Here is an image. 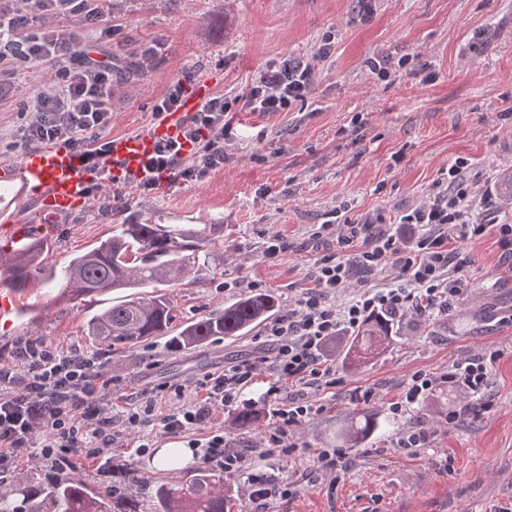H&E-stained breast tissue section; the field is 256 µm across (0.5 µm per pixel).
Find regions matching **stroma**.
<instances>
[{
  "label": "stroma",
  "mask_w": 512,
  "mask_h": 512,
  "mask_svg": "<svg viewBox=\"0 0 512 512\" xmlns=\"http://www.w3.org/2000/svg\"><path fill=\"white\" fill-rule=\"evenodd\" d=\"M105 9L118 33L88 34L84 47L92 57L123 64L138 45L158 40L165 46L156 66L130 71L116 85V136L146 133L153 102L171 81H184L190 91L205 84L214 94L239 92L265 64L311 57L324 39L332 41L311 98L286 112L235 113L224 166L204 178L145 192L123 186L120 202L105 208L91 201L67 214H46L35 198L16 202L11 191L0 192V225H45V262L57 269L111 236L113 225L131 220L223 225L211 267L194 283L168 287L175 326L223 309L253 284L275 291L283 305L294 304L309 285V229L335 223L337 211L396 222L428 199L433 183L459 158L468 161L473 181L495 192L512 171V119L505 116L512 110V0H372L367 21L357 0H107ZM384 57L427 65L433 79L423 82L409 70L378 77L370 64ZM275 235L292 248L265 258ZM463 253L472 289L455 308L396 318L389 347L359 369L327 353L335 385L318 381L307 389L324 412L294 429L292 455L270 462L298 493L270 512H512V328L497 323L500 312L512 308V263L502 260L494 232L464 244ZM60 289L53 282L15 293L11 322L0 320V369L13 376L0 387L20 390L18 350L34 338L60 355L92 360L99 382L112 389L107 404L115 442L108 459L75 456L72 475L88 487L109 485L114 467H129L144 476L136 492L146 498L158 481L202 468L197 458L171 471L155 465L152 455L137 454L139 436L126 431L123 412L143 391L165 383L202 397L207 374L257 359L260 328L175 355L161 337L107 352L86 334V321L102 301H72ZM489 346L504 351L487 391L491 411L448 425L449 411L467 397L440 386L412 417L391 413L414 372L444 373ZM269 381L267 365H259L247 391L257 412L250 428L239 427L238 408L217 411L214 425L233 446L264 447L273 430ZM367 388L374 392L368 402L357 395ZM370 414L384 428L350 447L349 465L337 477L320 471L319 451L336 447L339 429ZM411 428L433 435L430 447L415 455L396 445Z\"/></svg>",
  "instance_id": "35a3bbf8"
}]
</instances>
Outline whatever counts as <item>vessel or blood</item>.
Listing matches in <instances>:
<instances>
[{"label": "vessel or blood", "mask_w": 512, "mask_h": 512, "mask_svg": "<svg viewBox=\"0 0 512 512\" xmlns=\"http://www.w3.org/2000/svg\"><path fill=\"white\" fill-rule=\"evenodd\" d=\"M175 120H168L152 133L120 136L112 140V175L121 180L128 174L140 173L156 141L174 135ZM96 180V173L81 156L72 150L56 146L26 154L18 163L0 168V181L16 185L17 195L42 196L53 213H69L87 202L85 188ZM6 254L29 249L32 240L42 233L38 224H11L7 227Z\"/></svg>", "instance_id": "b4317fda"}]
</instances>
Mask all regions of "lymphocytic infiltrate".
Returning <instances> with one entry per match:
<instances>
[{
  "label": "lymphocytic infiltrate",
  "mask_w": 512,
  "mask_h": 512,
  "mask_svg": "<svg viewBox=\"0 0 512 512\" xmlns=\"http://www.w3.org/2000/svg\"><path fill=\"white\" fill-rule=\"evenodd\" d=\"M90 27L107 36L112 33L103 0H11L10 8H0V103L11 97L14 87L9 77L18 62L53 64L44 86L21 102L27 115L20 139L23 148L58 143L91 162L108 154L112 68L79 52L81 33ZM318 77L316 60L288 56L262 68L248 89L234 99L207 96L196 112L183 119L180 136L157 143L136 185L152 189L155 175L162 172L175 180L201 179L223 168L233 105L267 114L285 112L311 96ZM467 167L466 160L455 161L446 181L435 183L428 201L400 216V223L421 226L422 233L414 241H404L368 220L314 226L310 240L333 242L337 249L315 257L309 287L263 330L264 345L273 356L271 368L278 378L305 385L316 381L335 384L336 371L326 365L323 352L340 333L381 313L446 312L467 294L470 284L459 275L466 263L460 245L481 239L494 228L484 218L492 207L491 196L479 191ZM494 229L504 258L512 259V225ZM388 267L397 272L393 285L366 288L349 302L336 304L337 292L356 274ZM502 355V350L488 347L453 363L445 374L415 372L401 398L391 403L392 413L410 416L442 383L464 389L471 398L462 409L449 411V424H457L467 414L489 411L485 392ZM19 359L22 392L0 394L1 463L31 457L51 464L60 476L70 470L75 453L97 458L111 448L112 418L90 360L61 357L40 341L29 343ZM256 369V363L244 361L209 376L207 394L201 399L186 398L180 386H159L128 408L125 425L129 431H139L148 415L157 414L159 404H167V412L159 414L163 433L192 435L191 445L201 449L204 463L229 475H244L250 497L260 508L293 498L291 485L273 472L254 467L246 454L226 442L223 430L210 426L217 409L240 403ZM266 394L272 403L274 428L260 454L265 458L292 454L291 432L320 414L323 407L301 391L282 395L277 385L270 386ZM40 429L45 438L37 447L33 438ZM200 431L205 434L201 440L196 437Z\"/></svg>",
  "instance_id": "lymphocytic-infiltrate-1"
}]
</instances>
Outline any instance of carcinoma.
<instances>
[{"instance_id":"cac0c4a2","label":"carcinoma","mask_w":512,"mask_h":512,"mask_svg":"<svg viewBox=\"0 0 512 512\" xmlns=\"http://www.w3.org/2000/svg\"><path fill=\"white\" fill-rule=\"evenodd\" d=\"M114 228L111 237L76 255L58 272H46L42 257L29 251L15 254L0 263V283L20 292L57 277L73 299L121 292L87 322L88 335L100 350L134 349L148 339L170 335L174 302L158 286L207 268L213 261L211 244L224 236V225L137 221ZM279 310L275 293H251L184 326L168 349L180 351L214 336H241ZM390 327V318L375 317L356 333L339 338L338 355L352 366L360 364L388 345ZM381 426L368 416L362 426H350L336 439L356 441ZM16 492L22 497L21 505L0 512H231L233 508L224 478L205 471L188 482L159 485L149 502L129 492L118 497L112 484L91 491L72 476L47 485L30 480Z\"/></svg>"}]
</instances>
